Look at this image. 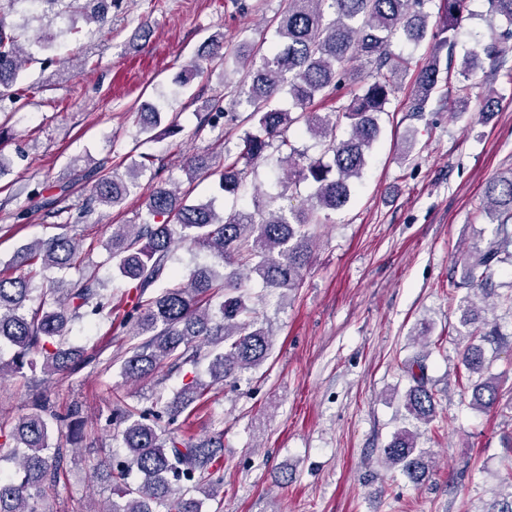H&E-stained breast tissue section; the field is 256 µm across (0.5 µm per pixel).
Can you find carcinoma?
I'll return each instance as SVG.
<instances>
[{"label":"carcinoma","instance_id":"1","mask_svg":"<svg viewBox=\"0 0 512 512\" xmlns=\"http://www.w3.org/2000/svg\"><path fill=\"white\" fill-rule=\"evenodd\" d=\"M430 0H288V9L276 26V42L259 58L250 60L246 103L252 112L244 122L249 127L240 135L241 150L213 168L219 188L235 195L244 186L250 166L267 159V151L290 146L288 125L303 122L318 138L329 162L319 158L296 162L280 160L285 166L287 188L302 184L313 187L315 203L309 208L290 207L284 211L238 210L225 217L210 203H188L163 178L164 164L154 155L144 154L127 166L125 177L113 174L100 163L82 173L92 183V195L77 219L93 211L94 204L121 205L149 175L153 183L144 200L146 218L139 224H120L112 231V258L120 275L135 293L129 296L125 323L140 338L125 353L121 374L125 382L137 383L165 368L183 372L196 368L202 350L199 341L221 342L222 352L209 362L210 384L194 379L173 397L155 396L160 407L152 418L135 417L120 407L112 417L122 425L114 435L126 451V468L141 481L135 486L119 484L116 499L101 512H201L202 500L190 495L200 491L214 497L223 485L224 432L208 436L180 438L178 431L160 425L162 418L173 422L200 400L209 386L223 383L237 374L256 368L267 360L272 346L271 332L258 324L257 310L244 292L245 282L256 275L268 288L292 291L299 287L303 270L312 252L309 226L320 221V212L343 207L350 199L353 180L361 177L369 152L380 128L378 116L386 111L395 83L384 73L388 68L406 70V61L394 59L392 40L402 36L419 42L427 34ZM492 17L512 26V0H487ZM116 0H84L83 17L102 31ZM465 0H441V12L432 31L435 51L417 73L411 111L426 110L440 88L443 65L440 49L452 48ZM18 26L0 12V88L16 84L26 64H51L54 57L35 58L19 43ZM224 42L213 41L200 61H192L189 73L202 76L213 65L224 63ZM480 66V54L467 52L459 74L465 83L457 86L459 103L467 105L470 85L466 84ZM362 83L343 112H311L316 98L336 94L345 80ZM290 96L297 116L273 107L282 92ZM224 96L208 101L207 111L199 114L197 129L216 128L224 119ZM351 120V133L337 138L340 118ZM161 123V112L140 113L139 132L151 133ZM485 209L500 226L501 238L465 256L459 286L474 295L492 292L493 267L499 254L512 247V174L498 176L484 189ZM188 241L235 269L216 277L206 267L192 271L181 280L171 267L174 245ZM19 266L32 267L26 275L0 274V349H11V358L0 359V379L18 373L43 360L49 374L65 372L85 362L78 347L69 342L72 326L101 315L110 305L103 293V282L94 270H87L77 240L66 232L47 239H36L22 246L13 256ZM51 269L78 270V276L60 294L51 285L37 287L34 280ZM462 324L470 327L469 343L461 353L468 373L472 405L483 410L498 405L499 387L494 377H483L484 351L481 343L502 340L499 326L489 321L470 300L463 299ZM409 388L404 406L415 419L427 423L436 417V394L429 387L422 359L406 366ZM78 447L81 441L79 409L59 416L45 405L35 403L9 430L0 429V450L14 464V474L0 478V512H42L41 493L56 483L63 459L62 444L52 443L53 434ZM390 468H397L413 482L420 483L430 473V456L418 447L417 435L402 429L381 449Z\"/></svg>","mask_w":512,"mask_h":512}]
</instances>
